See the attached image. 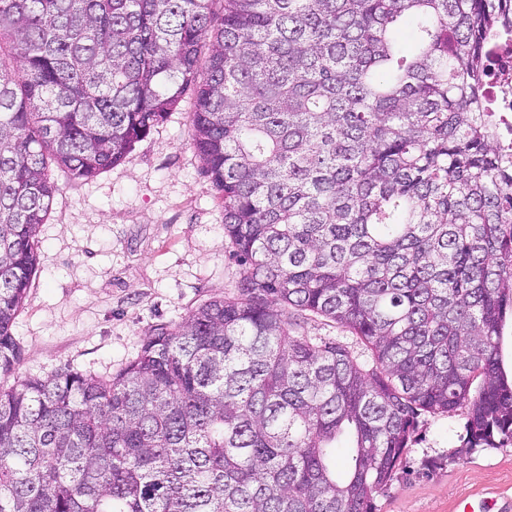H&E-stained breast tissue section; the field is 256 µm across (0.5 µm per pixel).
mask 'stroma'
Returning <instances> with one entry per match:
<instances>
[{
	"label": "stroma",
	"mask_w": 512,
	"mask_h": 512,
	"mask_svg": "<svg viewBox=\"0 0 512 512\" xmlns=\"http://www.w3.org/2000/svg\"><path fill=\"white\" fill-rule=\"evenodd\" d=\"M192 93L123 162L58 185L38 230V264L13 334L12 385L63 366L118 372L161 324L235 293L242 269L224 239V209L192 145ZM466 409L422 415L373 512H457L465 498L512 504V445L463 449Z\"/></svg>",
	"instance_id": "1"
}]
</instances>
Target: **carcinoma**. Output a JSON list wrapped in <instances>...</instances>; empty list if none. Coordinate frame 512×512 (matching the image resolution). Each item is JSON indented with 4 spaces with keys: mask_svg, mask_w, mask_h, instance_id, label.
<instances>
[{
    "mask_svg": "<svg viewBox=\"0 0 512 512\" xmlns=\"http://www.w3.org/2000/svg\"><path fill=\"white\" fill-rule=\"evenodd\" d=\"M214 2L0 0V377L50 166L95 177L187 90L243 269L109 378L0 386V512H372L425 413L512 444V153L483 94L512 0ZM302 332L306 336L339 340L349 347L358 362L372 365L371 352L357 340L356 336L339 327L333 321L310 316L305 320Z\"/></svg>",
    "mask_w": 512,
    "mask_h": 512,
    "instance_id": "obj_1",
    "label": "carcinoma"
}]
</instances>
